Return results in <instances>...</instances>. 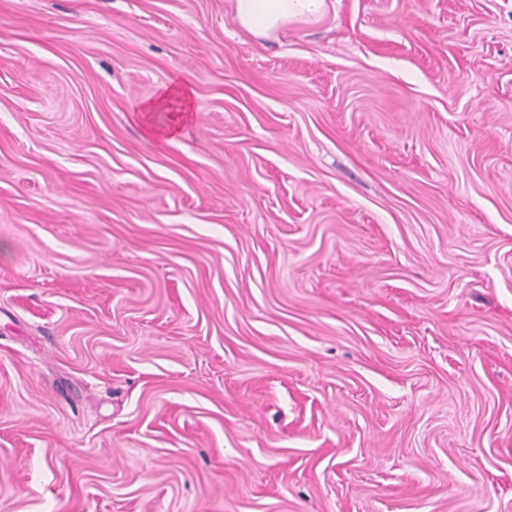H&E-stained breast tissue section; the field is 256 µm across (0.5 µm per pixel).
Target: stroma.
I'll return each instance as SVG.
<instances>
[{"mask_svg":"<svg viewBox=\"0 0 512 512\" xmlns=\"http://www.w3.org/2000/svg\"><path fill=\"white\" fill-rule=\"evenodd\" d=\"M0 512H512V0H0ZM240 26L257 37L270 38L290 23L318 21L325 0H233ZM172 102L180 106L181 114L167 116L163 122L157 113L168 112ZM190 92L181 86L169 87L160 98L145 102L140 110L150 134L161 140H170L180 131V123L190 118L192 112Z\"/></svg>","mask_w":512,"mask_h":512,"instance_id":"stroma-1","label":"stroma"}]
</instances>
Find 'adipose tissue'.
Instances as JSON below:
<instances>
[{"mask_svg":"<svg viewBox=\"0 0 512 512\" xmlns=\"http://www.w3.org/2000/svg\"><path fill=\"white\" fill-rule=\"evenodd\" d=\"M235 16L242 28L251 34L269 38L288 24L318 21L325 0H233ZM191 94L181 86L168 88L160 98L142 106L146 127L161 140L172 139L182 121L190 117Z\"/></svg>","mask_w":512,"mask_h":512,"instance_id":"obj_1","label":"adipose tissue"}]
</instances>
